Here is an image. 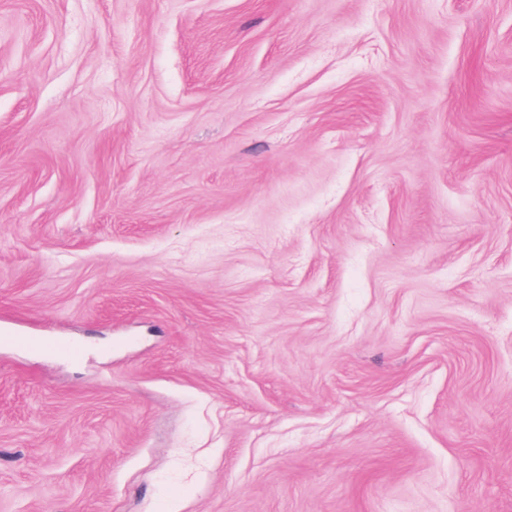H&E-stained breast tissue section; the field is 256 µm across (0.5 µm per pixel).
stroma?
Wrapping results in <instances>:
<instances>
[{"mask_svg": "<svg viewBox=\"0 0 512 512\" xmlns=\"http://www.w3.org/2000/svg\"><path fill=\"white\" fill-rule=\"evenodd\" d=\"M0 512H512V0H0ZM39 345L45 352L62 354L72 359H79L84 353L81 346L55 338H42L39 340Z\"/></svg>", "mask_w": 512, "mask_h": 512, "instance_id": "stroma-1", "label": "stroma"}]
</instances>
